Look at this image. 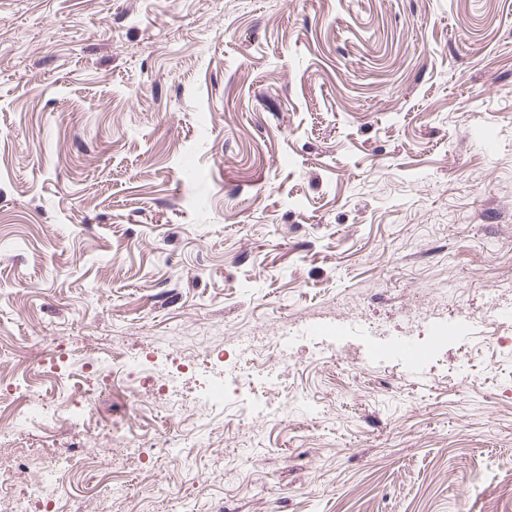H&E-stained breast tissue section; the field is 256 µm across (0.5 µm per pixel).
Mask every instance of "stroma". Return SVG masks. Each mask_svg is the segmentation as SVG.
Here are the masks:
<instances>
[{
    "mask_svg": "<svg viewBox=\"0 0 512 512\" xmlns=\"http://www.w3.org/2000/svg\"><path fill=\"white\" fill-rule=\"evenodd\" d=\"M511 264L512 0H0V350L94 364L93 433L18 447L178 431L204 376L178 411L125 362L292 325L304 398L131 466L129 512H512ZM451 278L467 345L413 357Z\"/></svg>",
    "mask_w": 512,
    "mask_h": 512,
    "instance_id": "stroma-1",
    "label": "stroma"
}]
</instances>
